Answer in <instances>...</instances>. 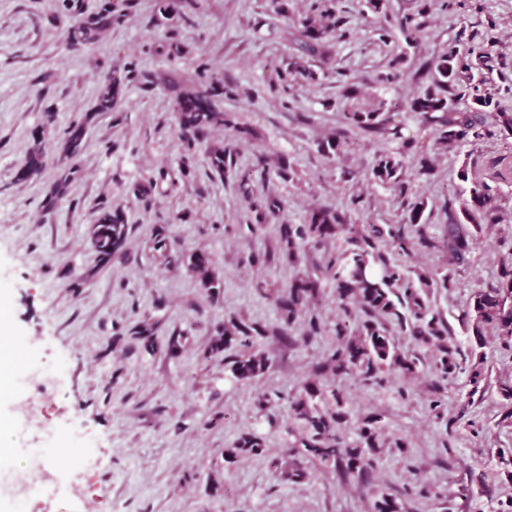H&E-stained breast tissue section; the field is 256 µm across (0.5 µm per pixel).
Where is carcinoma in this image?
Returning a JSON list of instances; mask_svg holds the SVG:
<instances>
[{"label": "carcinoma", "instance_id": "carcinoma-1", "mask_svg": "<svg viewBox=\"0 0 512 512\" xmlns=\"http://www.w3.org/2000/svg\"><path fill=\"white\" fill-rule=\"evenodd\" d=\"M207 0H156L157 11L165 15L185 3L193 11L201 9ZM340 0H314L311 11L292 20L298 32L297 53L289 57L287 68L277 74V80L269 84L275 95L287 97L290 90L289 77H301L308 84L320 80L319 73L308 61L322 60L330 56L331 42L345 37L347 24ZM366 9L380 15L383 22L378 27V40L387 45L392 42L395 31L404 35L406 43L419 40L423 21L429 5L422 3L416 12L404 16L397 22L388 18L385 0H363ZM131 0H103L95 12H87L84 0H62L59 9L68 16L69 45L78 50L97 41L108 29L125 22L130 14ZM476 55L479 64L491 68L492 52L484 43L472 44L460 54V49L451 48L437 55L431 62L434 71L432 84L410 104V111L419 120L420 129L428 133L434 145L447 150L467 135L482 136L481 128L486 124L483 108L495 105L496 121L508 129L512 128V107L493 102L489 94H479L484 80H475L474 63L468 59ZM135 72V64L124 68V72L107 70L100 77V87L93 106L96 112H113L122 99L125 82ZM199 87L192 92L176 90L177 82L169 80L173 88L170 99L179 138L184 144L181 157L182 171L196 164L197 152H202L212 175L219 177L231 171L236 164L237 150L224 142L206 143L204 135L232 124V120L213 103L217 85L221 79L203 69L198 73ZM463 89L475 92V108L468 112L455 109L452 96ZM400 112L383 100L368 109L359 108L341 115L342 127L332 138L317 143V152L325 157L341 153L355 144L350 133H376L400 143L395 152L379 156L371 169L372 178L392 187L394 199L406 207V217L401 224H366L350 237L352 248L344 258L329 257L322 265L313 267L288 283L274 295L263 282L256 283L255 290L264 298H273L279 313L280 333H287L296 324L305 328L308 337H329L322 361L314 368L315 379L303 386L302 393L290 401L294 426L287 428L292 437L288 442L289 452L302 460L323 468L345 466L349 471H361L371 466L374 457L386 448L403 451L405 441L389 437L380 425V418L367 416L358 428L357 444H349L339 433L338 424L345 418V393L336 380L354 378L366 387H383L385 373L398 370L410 376L417 372L418 358L407 355L395 345L394 328L410 329V335L419 343L435 349L433 373L436 382L446 381L458 369L457 355L460 350L448 343V329L432 314L421 290L437 286L450 288L456 268L467 260L470 250L469 231L466 224L496 223L491 208V187L482 181H474L469 196L458 204H449L448 224L443 248L448 255V268L442 274H420L413 280L404 269L392 262L379 249L378 243L391 241L399 253L410 255L416 246L428 247L427 224L422 222L423 203L407 200L405 182V155L410 148V139L403 137V122ZM85 146L84 126L76 123L69 127L58 146L36 140L29 147L24 163L23 175L32 179L42 174L50 156L59 154L57 178L53 183L55 196L66 194L75 179L77 169L74 160ZM241 195L249 209L259 214L253 231L263 230L265 218H278L283 214L284 202L267 189L256 195L249 183L239 184ZM347 226L344 212L328 206H317L305 224H280L281 243L290 259L306 249H315L336 235L337 229ZM130 232L122 211L112 206L99 207L96 221L90 227V243L100 265L112 262L120 253ZM150 248L163 259L164 264H181L196 275L199 287L212 301L221 297L224 283L212 270V260L202 252L184 253L176 249V242L166 227L153 233ZM331 278L337 283V297L342 316L332 325L325 324L316 313L313 301L319 293L320 278ZM364 314L357 334L349 329L348 319L354 308ZM472 318L476 335L487 328L502 336L512 337V263L503 264L499 280L495 284L479 289L473 296L472 309L467 311ZM130 335L153 344L155 324L142 320L129 328ZM266 333L258 321L233 317L213 329L209 356L218 357L236 344L242 352L226 357L224 366L238 382L251 381L266 371L263 358L248 354L254 339ZM268 454L266 437L252 430L241 434L230 447L224 449V458L237 459L243 456L264 457Z\"/></svg>", "mask_w": 512, "mask_h": 512}]
</instances>
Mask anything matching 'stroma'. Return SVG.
I'll return each mask as SVG.
<instances>
[{
  "instance_id": "1",
  "label": "stroma",
  "mask_w": 512,
  "mask_h": 512,
  "mask_svg": "<svg viewBox=\"0 0 512 512\" xmlns=\"http://www.w3.org/2000/svg\"><path fill=\"white\" fill-rule=\"evenodd\" d=\"M430 4L417 45L396 35L378 40L379 18L342 0L349 36L333 42L329 77L314 84L297 81L289 104L269 92L267 80L284 69L294 52L292 23L274 14L265 0H209L192 24L164 16L154 0H132L131 16L104 40L80 51L68 48L67 20L57 18V0H0V311L5 335L17 343L22 360L60 367V392L37 420L15 416L13 400L22 388L17 368L6 370L0 389V424L12 441L0 450V512H84L65 488L25 489L15 494L10 480L31 471L34 436L51 431L62 448L89 438L95 460L92 478L108 512H371L389 494L400 512H498L512 501V346L491 332L476 335L461 316L474 293L496 282L502 263L512 262V132L486 122L481 140L466 137L448 153L417 130L409 109L413 97L432 82L429 61L455 46L460 31L478 32L494 42V70L486 92L512 102V0H425ZM176 43L178 57L155 51ZM403 56L398 79L387 87L372 78L394 56ZM135 64L117 111L86 121L102 72ZM223 76L226 94L216 104L234 113L236 166L224 178L212 176L205 160L181 173L182 142L174 130L164 77L189 87L198 65ZM355 86L356 98L342 96ZM387 100L401 112L415 145L410 164L435 161L429 179L408 173V198L423 204L429 235L440 239L450 201L467 197L471 176L493 190L498 223L470 235L467 261L449 289H431L428 304L447 325L460 349L459 369L441 386L431 372L434 351L409 334L398 335L403 351L421 361L412 379L389 376L384 388L344 383L346 417L340 430L348 441L368 415L381 419L389 435L403 439L402 452L380 455L371 469L351 472L309 467L291 480L267 460L225 461L223 451L255 428L260 412L255 395H272L278 420L266 429L271 455L284 456L292 413L288 400L300 391L322 359L326 343L305 339L301 329L280 335L279 315L254 289L257 281L280 287L311 270L328 254L348 250V231L298 261L264 265L250 253L278 246V222L267 219L260 235L239 192L257 157L290 166L288 181L274 187L285 203V220L306 223L313 206L342 210L349 224H397L402 219L391 189L368 179L377 155L396 142L375 135L359 138L355 149L327 159L317 143L340 126L344 107ZM87 122L86 147L77 160L66 195L49 203L57 169L36 180L19 172L34 137L58 139L68 127ZM362 173L345 183L342 169ZM170 173L152 195L135 198L130 186ZM123 209L131 228L122 254L99 265L87 229L101 205ZM169 225L185 247L205 252L224 281L219 303H211L184 268L160 265L150 248L152 234ZM76 291H63L66 282ZM232 316L266 325L253 350L268 371L254 381L231 378L220 358H205L211 328ZM156 324L153 349L129 336L143 319ZM180 346L168 347L171 336ZM218 473L222 486L209 477Z\"/></svg>"
}]
</instances>
